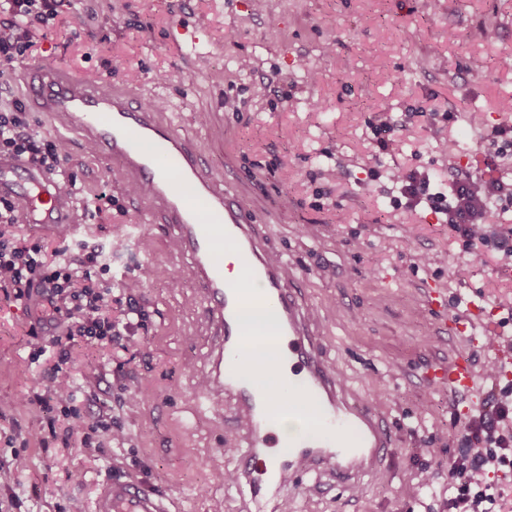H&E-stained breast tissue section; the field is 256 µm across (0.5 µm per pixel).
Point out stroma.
<instances>
[{"label": "stroma", "instance_id": "stroma-1", "mask_svg": "<svg viewBox=\"0 0 512 512\" xmlns=\"http://www.w3.org/2000/svg\"><path fill=\"white\" fill-rule=\"evenodd\" d=\"M179 27L203 29L208 54L185 55L171 39ZM480 27L489 37L471 39ZM34 40L33 64L163 100L165 118L198 145L301 278L329 362L391 423L385 476L355 497L336 485L298 496L294 512H442L436 495L419 490L420 470L447 472L463 443L447 389L424 374L437 360L483 359L484 326L469 340L449 329L453 298L495 312L512 337L503 308L512 274L493 248L465 251L440 216L394 207L390 173L426 174L434 192L458 173L512 185V161L493 135L512 126L500 109L512 99V67L499 64L512 57V0H71ZM310 67L317 82L306 77ZM197 112L208 123H196ZM384 119L399 141L388 155L373 131ZM70 152L77 187L111 197L79 214L80 239L112 249L111 271L93 270L92 284L111 287L116 321H127L132 305L140 316L123 342L58 345L35 328V309L0 292V461L14 473L17 512L91 504L112 476L138 480L175 512L241 507L247 492L223 480L234 465L224 452L225 407L195 398L210 346L190 261L164 225L150 222L115 164L76 136ZM334 165L341 178H324ZM373 168L379 178H370ZM132 224L146 227L137 246L127 240ZM419 253L432 263L415 270ZM138 277L144 288L126 295L124 282ZM58 363L74 378L75 414H32L23 398L45 393ZM76 415L105 420L120 440L67 437ZM76 470L82 480L71 479Z\"/></svg>", "mask_w": 512, "mask_h": 512}]
</instances>
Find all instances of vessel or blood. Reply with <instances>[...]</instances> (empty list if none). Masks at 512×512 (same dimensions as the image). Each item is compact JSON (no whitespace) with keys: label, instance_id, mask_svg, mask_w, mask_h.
Returning <instances> with one entry per match:
<instances>
[{"label":"vessel or blood","instance_id":"1","mask_svg":"<svg viewBox=\"0 0 512 512\" xmlns=\"http://www.w3.org/2000/svg\"><path fill=\"white\" fill-rule=\"evenodd\" d=\"M24 99L56 129L79 130L102 159L116 162L140 200L160 217L180 251L191 259L190 275L213 348L199 399L228 403L234 428L225 438L237 464L233 482L243 485L255 508L299 491L296 473L309 471L319 485L333 482L356 493L367 475L389 471L393 431L389 422L354 397L328 363L321 338L303 303V292L285 262L275 259L268 237L245 207L207 170L193 141L162 119L158 109L115 90L105 80H87L50 65L29 67ZM0 197L25 201L22 222L46 235L74 234L75 202L43 173L0 156ZM229 245L245 278L224 271L221 245ZM257 297L274 316L272 327L245 328L243 309ZM272 336L287 364L288 392L313 410L310 427L281 438L273 427L282 412L243 363L255 336ZM432 383L448 389L457 417L478 406V374L459 356L432 365ZM92 512H167L164 498L140 483L115 477L98 484Z\"/></svg>","mask_w":512,"mask_h":512}]
</instances>
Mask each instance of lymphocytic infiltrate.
Masks as SVG:
<instances>
[{"label":"lymphocytic infiltrate","mask_w":512,"mask_h":512,"mask_svg":"<svg viewBox=\"0 0 512 512\" xmlns=\"http://www.w3.org/2000/svg\"><path fill=\"white\" fill-rule=\"evenodd\" d=\"M64 0H0V70L26 66L27 39L32 30L55 19ZM10 154L42 166L62 189L74 190L66 178L63 163L69 151L59 139L42 142L30 127L20 101L0 108V155ZM392 180L408 208L427 206L442 215L449 230L462 240L466 251L494 246L504 258L512 259V245L500 240L488 217L493 198L503 196L504 187L494 183L478 188L471 176L455 178L450 192H431L430 179L416 172L399 171ZM77 254L59 267L45 265L14 242L0 237V284L11 288L14 301L46 306L61 338L78 337L120 340L123 331L105 317L107 293L88 286L90 268L111 267V251L77 244ZM74 382L62 368H55L48 396L25 397L22 404L32 413L46 407L70 409L76 401ZM466 444L459 456L448 462V512H506L512 498L498 480L512 473V388H501L489 404L472 410L463 424Z\"/></svg>","instance_id":"f902f5d3"}]
</instances>
